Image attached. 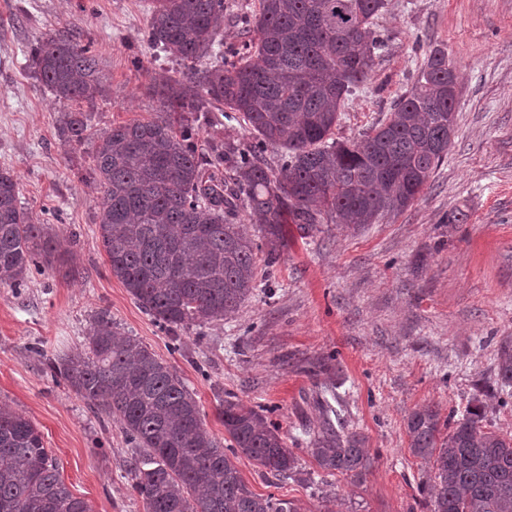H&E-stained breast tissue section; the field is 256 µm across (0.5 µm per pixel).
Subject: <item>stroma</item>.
<instances>
[{
    "mask_svg": "<svg viewBox=\"0 0 512 512\" xmlns=\"http://www.w3.org/2000/svg\"><path fill=\"white\" fill-rule=\"evenodd\" d=\"M150 0H0V171L36 222L53 225L70 260L23 286L0 285V402L30 419L61 476L92 512H146L115 420L98 415L45 358L82 351L100 310L171 365L201 418L224 441L220 399L264 407L299 474L265 477L236 464L250 489L296 512H428L431 472L408 449L406 418L431 406L462 417L481 403L482 426L512 434V390L496 376L512 336V0H386L374 24L387 39L366 82L339 112L335 138H360L392 112L429 49L447 50L458 76L456 125L444 161L414 202L379 224L284 227L277 264L224 319L170 335L110 272L98 238L96 189L82 175L99 136L155 117L152 76L176 70L144 39ZM259 0H224L219 33L239 48ZM90 44L101 90L94 106L59 102L35 77L30 48L50 35ZM79 112L90 136L62 135ZM463 213L449 223L451 213ZM340 398L346 430L366 439L362 481L320 470L308 452L322 388Z\"/></svg>",
    "mask_w": 512,
    "mask_h": 512,
    "instance_id": "1",
    "label": "stroma"
}]
</instances>
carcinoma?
Segmentation results:
<instances>
[{
  "mask_svg": "<svg viewBox=\"0 0 512 512\" xmlns=\"http://www.w3.org/2000/svg\"><path fill=\"white\" fill-rule=\"evenodd\" d=\"M385 0H260L242 52L224 60L218 21L224 0H152L148 43L183 67L156 78L164 109L100 136L89 179L99 188L98 237L112 275L158 324L187 328L221 320L252 294L258 253L280 257L282 226L377 224L407 208L448 154L457 75L448 52L429 51L416 83L387 121L364 137L333 138L341 102L364 83L385 39L374 28ZM38 80L63 102L91 106L99 91L88 47L68 37L30 51ZM222 104L241 114L252 140L214 134L211 158L199 127ZM66 113L62 132L85 139ZM280 151L278 169L265 162ZM246 209L262 221L256 242L236 223ZM55 230L18 204L13 176L0 171V284L20 287L32 270L65 261ZM92 409L113 417L137 449L133 488L147 512H296L292 502L249 489L232 457L244 456L280 481L297 456L262 410L234 396L219 415L227 455L207 431L183 380L110 314H96L84 351L49 363ZM497 377L512 387V340L501 344ZM474 405L441 436L440 412L412 411V455L431 466V512H512V436L485 431ZM309 452L317 467L359 481L372 464L365 438L326 422ZM0 512H91L70 492L42 433L0 404Z\"/></svg>",
  "mask_w": 512,
  "mask_h": 512,
  "instance_id": "cac0c4a2",
  "label": "carcinoma"
}]
</instances>
